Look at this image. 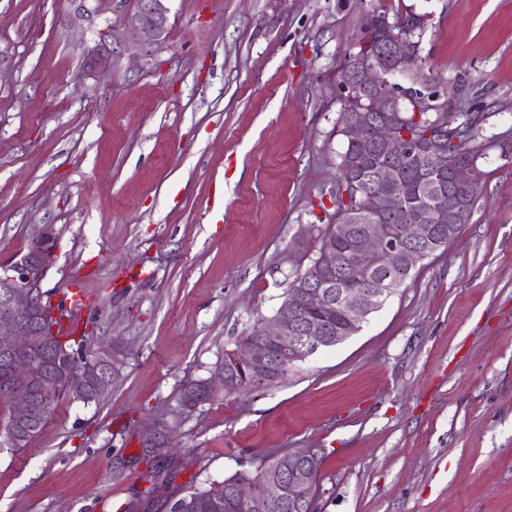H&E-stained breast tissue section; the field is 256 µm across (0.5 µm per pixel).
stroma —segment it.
<instances>
[{
    "label": "stroma",
    "instance_id": "obj_1",
    "mask_svg": "<svg viewBox=\"0 0 512 512\" xmlns=\"http://www.w3.org/2000/svg\"><path fill=\"white\" fill-rule=\"evenodd\" d=\"M150 55L88 0H0V267L53 226L42 290L89 298L111 395L62 397L0 451V512H163L148 469L198 488L291 448L322 458L317 512H512V0H170ZM428 15L416 76L452 125L484 113L486 192L360 330L261 394L187 413L179 390L270 319L331 221L336 70L368 11ZM163 421L164 447L142 429Z\"/></svg>",
    "mask_w": 512,
    "mask_h": 512
}]
</instances>
